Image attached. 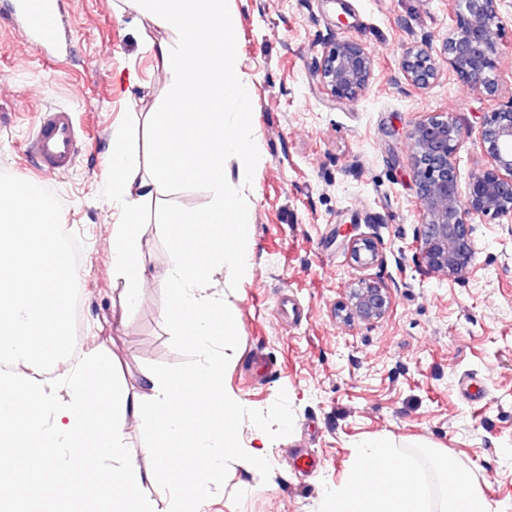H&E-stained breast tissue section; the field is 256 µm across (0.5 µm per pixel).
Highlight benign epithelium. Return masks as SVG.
<instances>
[{
    "label": "benign epithelium",
    "instance_id": "benign-epithelium-1",
    "mask_svg": "<svg viewBox=\"0 0 512 512\" xmlns=\"http://www.w3.org/2000/svg\"><path fill=\"white\" fill-rule=\"evenodd\" d=\"M504 2L452 0L453 16L440 56L423 44L407 48L400 61L405 78L418 87L429 85L438 77L442 57L461 82L486 97L495 96L500 74L499 8ZM373 65V54L364 45L336 41L323 51L319 80L336 100L352 102L368 88ZM470 135L471 131L456 121L439 115L420 119L408 130L422 227L416 246L425 267L450 281L473 272L478 254L476 220L512 221V107L484 116L478 140L487 163L463 191L456 177L455 155ZM339 234L345 237L354 266L365 268L378 261L376 241L352 237L346 228ZM392 305L385 284L364 278L336 305V318L372 323L384 318Z\"/></svg>",
    "mask_w": 512,
    "mask_h": 512
}]
</instances>
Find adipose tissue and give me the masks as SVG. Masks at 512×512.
<instances>
[{"mask_svg": "<svg viewBox=\"0 0 512 512\" xmlns=\"http://www.w3.org/2000/svg\"><path fill=\"white\" fill-rule=\"evenodd\" d=\"M136 2L141 15L180 39L152 48L170 81L168 106L153 119L159 145L152 170L139 161L132 127L112 128L106 201L112 275L122 284L117 313L126 317L143 289L159 283L170 294L161 318L193 345L199 363L186 375L143 372L133 392L113 382L111 358L92 349L65 378L50 377L72 333L76 275L52 207L18 182L1 183L0 361L10 371L0 375V512H27L34 503L83 512L90 492L104 512H203L210 483L230 459L255 472L272 463L270 427L224 388L237 327L223 285L251 271L252 205L242 188L261 162L241 119H224L225 102L241 111L249 105L232 23L224 0ZM228 158L238 162L233 184L224 177ZM180 181L198 185L209 205L163 225L169 263L152 271L142 259L139 205L163 183ZM132 423L149 436V468L124 451ZM243 423L250 444L241 448ZM440 466L453 479L434 503L413 459L365 442L347 478L325 489L319 512H491L451 459ZM148 486L168 491V499L144 498Z\"/></svg>", "mask_w": 512, "mask_h": 512, "instance_id": "obj_1", "label": "adipose tissue"}]
</instances>
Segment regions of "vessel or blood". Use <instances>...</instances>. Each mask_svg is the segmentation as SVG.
Here are the masks:
<instances>
[{"mask_svg":"<svg viewBox=\"0 0 512 512\" xmlns=\"http://www.w3.org/2000/svg\"><path fill=\"white\" fill-rule=\"evenodd\" d=\"M63 0H0V19L12 22L20 39L43 53L64 55L69 42L62 34ZM81 137L69 109L48 106L36 116L35 132L25 148L26 160L39 177L61 174L74 163Z\"/></svg>","mask_w":512,"mask_h":512,"instance_id":"1","label":"vessel or blood"}]
</instances>
